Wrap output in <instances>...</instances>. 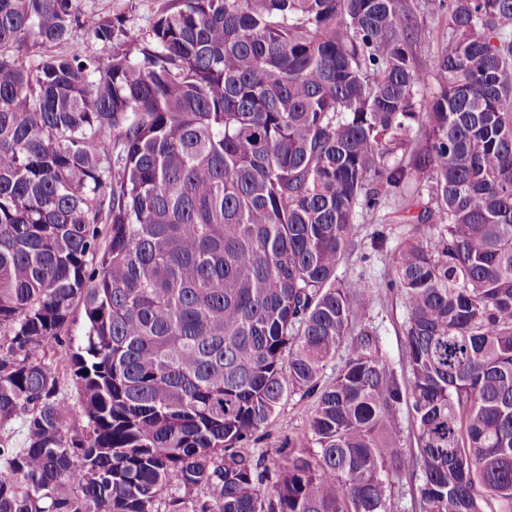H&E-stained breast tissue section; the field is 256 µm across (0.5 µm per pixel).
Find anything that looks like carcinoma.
Here are the masks:
<instances>
[{"instance_id":"carcinoma-1","label":"carcinoma","mask_w":512,"mask_h":512,"mask_svg":"<svg viewBox=\"0 0 512 512\" xmlns=\"http://www.w3.org/2000/svg\"><path fill=\"white\" fill-rule=\"evenodd\" d=\"M419 6L165 0L144 36L0 0V512H400L405 472L512 512V0H448L422 63ZM80 33L118 47L23 64ZM391 203L392 276H338ZM405 315L406 309L401 295L396 290L388 291L386 289H383L380 300L368 315V323L377 327L398 373H402L404 368L402 323ZM309 406L310 403L307 400L299 401L298 395L288 397L268 428L271 437L266 441V448H272L277 436L288 435L292 431L303 428L307 420Z\"/></svg>"}]
</instances>
